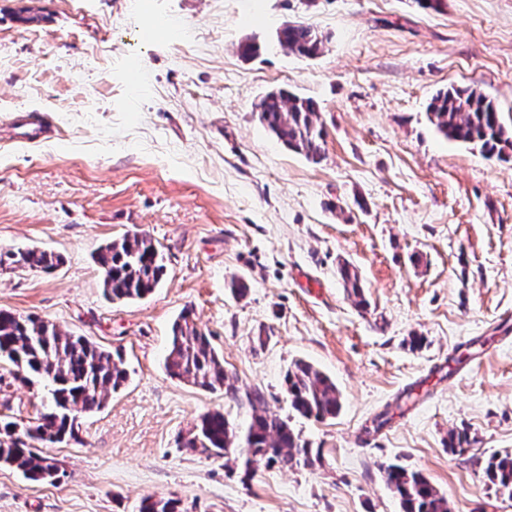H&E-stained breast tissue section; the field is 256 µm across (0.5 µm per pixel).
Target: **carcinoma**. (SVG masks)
Masks as SVG:
<instances>
[{
	"label": "carcinoma",
	"instance_id": "obj_1",
	"mask_svg": "<svg viewBox=\"0 0 512 512\" xmlns=\"http://www.w3.org/2000/svg\"><path fill=\"white\" fill-rule=\"evenodd\" d=\"M325 41L321 33L302 24H287L276 34L279 48L303 58L320 55ZM259 105L262 123L278 141L310 162L323 159L324 130L312 99L279 90L267 93ZM427 116L448 140L477 144L488 156L506 158L512 152V135L501 123L497 108L474 90L451 87L438 92ZM161 261L152 240L142 233L101 246L95 263L102 274L105 297L114 302L151 294L163 274ZM61 263L59 255L46 250L0 249L1 270L51 273ZM338 275L343 287L357 297L356 306L366 307L360 279L350 264H341ZM0 358L11 364L14 379L25 383L40 379L48 390V398L32 424L22 426L0 419V465L13 467L32 481L50 480L58 467L42 449L79 440V419L101 410L109 394L126 383L123 357L36 316L22 317L1 309ZM164 367L170 376L202 390L222 389L226 396L239 399L237 388L227 382L223 357L198 329L189 308L172 325ZM284 382L290 406L305 417L324 420L341 409L335 383L310 363L295 362ZM245 398L250 420L244 429L232 424L224 413L210 412L202 417L184 447L200 448L218 457L231 448H241L247 466L256 457L283 469L320 461L321 450L300 442L288 422L270 409L260 390L245 393ZM483 472L497 494L512 499L511 451L492 454ZM382 473L387 487L399 498L401 512H451L447 498L422 473L395 464L383 467ZM139 512H179L178 501L146 497Z\"/></svg>",
	"mask_w": 512,
	"mask_h": 512
}]
</instances>
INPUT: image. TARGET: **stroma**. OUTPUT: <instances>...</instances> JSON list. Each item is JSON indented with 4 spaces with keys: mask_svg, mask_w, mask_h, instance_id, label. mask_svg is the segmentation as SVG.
Returning a JSON list of instances; mask_svg holds the SVG:
<instances>
[{
    "mask_svg": "<svg viewBox=\"0 0 512 512\" xmlns=\"http://www.w3.org/2000/svg\"><path fill=\"white\" fill-rule=\"evenodd\" d=\"M288 23L323 34V52L274 47ZM249 37L269 51L243 58ZM451 87L482 92L512 131V0H0V248L64 259L0 271V309L120 352L129 372L79 441L48 449L57 480L0 467V512H137L149 496L181 512H400L381 473L392 463L451 512H512L482 477L512 450V160L435 130L427 107ZM279 89L316 102L320 163L261 123L256 103ZM22 112L51 134L23 139ZM134 232L163 276L113 303L93 256ZM187 307L230 383L261 390L321 464L258 460L248 477L240 451L182 447L203 414L249 418L166 373ZM473 341L488 345L476 358ZM298 360L335 382V418L290 407ZM383 411L388 425L366 434ZM462 430L470 444L452 454ZM338 275L343 287L358 298V300L355 303L356 306L359 308H365L367 302L363 297V287L361 285L357 272L352 269L350 264L343 263L338 268Z\"/></svg>",
    "mask_w": 512,
    "mask_h": 512,
    "instance_id": "stroma-1",
    "label": "stroma"
}]
</instances>
